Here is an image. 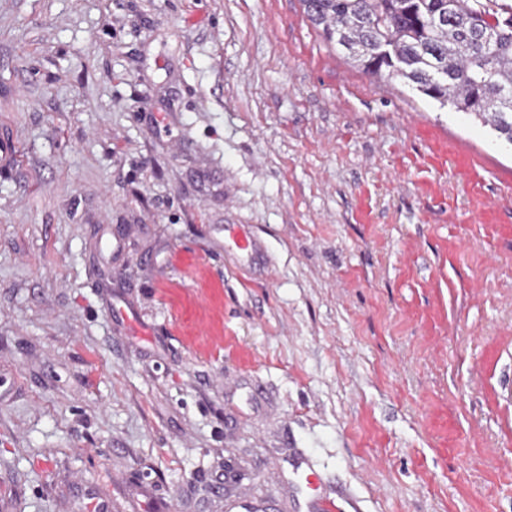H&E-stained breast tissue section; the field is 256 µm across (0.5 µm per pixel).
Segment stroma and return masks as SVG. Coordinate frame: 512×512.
<instances>
[{"instance_id":"obj_1","label":"stroma","mask_w":512,"mask_h":512,"mask_svg":"<svg viewBox=\"0 0 512 512\" xmlns=\"http://www.w3.org/2000/svg\"><path fill=\"white\" fill-rule=\"evenodd\" d=\"M1 136L0 512H512L491 128L301 0H0Z\"/></svg>"}]
</instances>
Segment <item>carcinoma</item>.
<instances>
[{"label":"carcinoma","mask_w":512,"mask_h":512,"mask_svg":"<svg viewBox=\"0 0 512 512\" xmlns=\"http://www.w3.org/2000/svg\"><path fill=\"white\" fill-rule=\"evenodd\" d=\"M315 28L370 76L387 73L512 144V4L302 0Z\"/></svg>","instance_id":"cac0c4a2"}]
</instances>
